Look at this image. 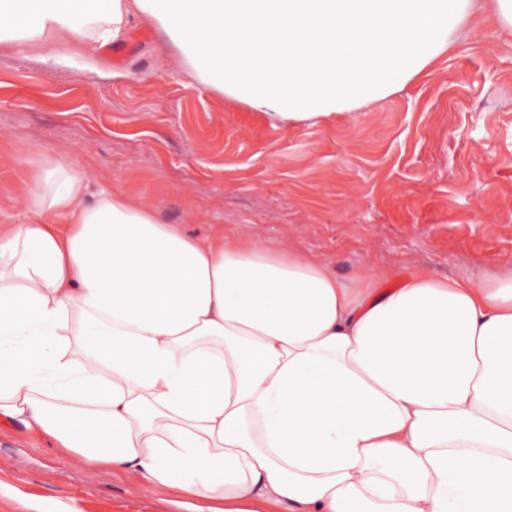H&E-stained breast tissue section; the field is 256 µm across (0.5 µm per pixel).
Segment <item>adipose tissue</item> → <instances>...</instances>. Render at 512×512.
I'll return each instance as SVG.
<instances>
[{"label": "adipose tissue", "mask_w": 512, "mask_h": 512, "mask_svg": "<svg viewBox=\"0 0 512 512\" xmlns=\"http://www.w3.org/2000/svg\"><path fill=\"white\" fill-rule=\"evenodd\" d=\"M512 0H0V45L97 54L155 21L189 76L282 122L374 103ZM0 224V416L224 512H512V272L348 286L326 261L40 152Z\"/></svg>", "instance_id": "obj_1"}]
</instances>
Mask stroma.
<instances>
[{
  "mask_svg": "<svg viewBox=\"0 0 512 512\" xmlns=\"http://www.w3.org/2000/svg\"><path fill=\"white\" fill-rule=\"evenodd\" d=\"M49 149L91 194L122 189L194 235L281 240L346 282L417 268L476 285L512 271V31L487 12L434 67L371 105L284 125L188 87L156 24L89 57L0 50V222L34 220ZM192 496L93 465L0 418V512H189Z\"/></svg>",
  "mask_w": 512,
  "mask_h": 512,
  "instance_id": "stroma-1",
  "label": "stroma"
}]
</instances>
